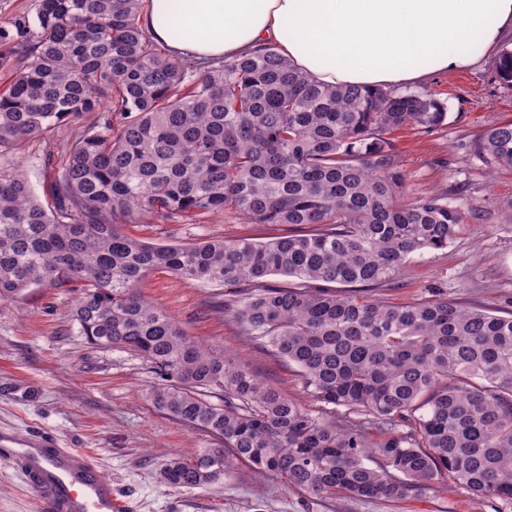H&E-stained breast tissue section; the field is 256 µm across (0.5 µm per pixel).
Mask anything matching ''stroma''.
<instances>
[{
  "instance_id": "obj_1",
  "label": "stroma",
  "mask_w": 512,
  "mask_h": 512,
  "mask_svg": "<svg viewBox=\"0 0 512 512\" xmlns=\"http://www.w3.org/2000/svg\"><path fill=\"white\" fill-rule=\"evenodd\" d=\"M497 58L493 50L474 69L431 75L421 88L447 104V121L429 133L411 127L394 133L408 194L447 193L469 219L447 248L413 255L397 286L372 288L368 297L405 304L443 293L467 306L512 309V167L485 160L476 147L485 129L512 120V85L499 79ZM82 128L70 123L21 148L0 149V171L22 168L41 201L49 202L60 155ZM124 230L147 242L192 244L264 240L287 228L247 224L227 210L194 224L151 218ZM80 289L76 282L33 287L0 302V426L22 436L44 430L62 447L92 454L130 512H498V502H476L452 484L394 503L315 498L279 478L257 476L243 462L209 486L164 483L160 472L169 458L191 459L213 439L153 407L149 393L162 377L152 363L129 350L86 342L73 317ZM140 293L193 340L323 414L295 368L243 336L232 310L221 308L224 286L158 270ZM0 512H39L22 476L2 463Z\"/></svg>"
}]
</instances>
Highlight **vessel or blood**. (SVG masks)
Segmentation results:
<instances>
[{
	"instance_id": "obj_1",
	"label": "vessel or blood",
	"mask_w": 512,
	"mask_h": 512,
	"mask_svg": "<svg viewBox=\"0 0 512 512\" xmlns=\"http://www.w3.org/2000/svg\"><path fill=\"white\" fill-rule=\"evenodd\" d=\"M0 463L22 474L41 512H126L128 508L91 456L59 447L49 433L19 438L1 431Z\"/></svg>"
}]
</instances>
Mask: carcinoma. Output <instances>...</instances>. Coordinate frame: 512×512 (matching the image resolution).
<instances>
[{
	"label": "carcinoma",
	"instance_id": "1",
	"mask_svg": "<svg viewBox=\"0 0 512 512\" xmlns=\"http://www.w3.org/2000/svg\"><path fill=\"white\" fill-rule=\"evenodd\" d=\"M143 9L36 0L35 17L0 18V148L99 115L65 150L51 203L21 169L0 173V302L82 283L73 315L87 342L154 364V407L215 440L169 459L170 485L215 484L241 461L319 498L395 502L450 481L512 505V313L361 294L447 247L468 219L446 193L407 199L392 138L442 126L445 102L320 83L274 44L216 65L175 59L150 40ZM478 150L512 166V122L487 128ZM226 208L288 233L185 245L123 230ZM158 269L230 288L243 335L342 420L184 334L139 293ZM275 275L298 283L273 287ZM215 390L224 403L209 400ZM377 428L386 438L374 444Z\"/></svg>",
	"mask_w": 512,
	"mask_h": 512
}]
</instances>
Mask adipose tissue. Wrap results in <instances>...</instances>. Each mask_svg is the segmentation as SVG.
<instances>
[{"label":"adipose tissue","mask_w":512,"mask_h":512,"mask_svg":"<svg viewBox=\"0 0 512 512\" xmlns=\"http://www.w3.org/2000/svg\"><path fill=\"white\" fill-rule=\"evenodd\" d=\"M141 23L176 58L273 43L320 82L385 86L476 65L512 32V0H146Z\"/></svg>","instance_id":"adipose-tissue-1"}]
</instances>
